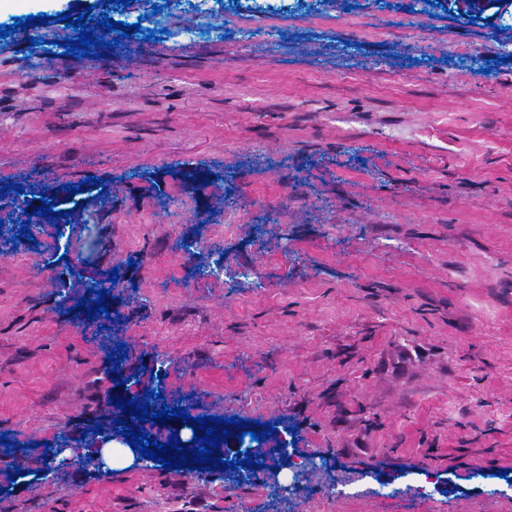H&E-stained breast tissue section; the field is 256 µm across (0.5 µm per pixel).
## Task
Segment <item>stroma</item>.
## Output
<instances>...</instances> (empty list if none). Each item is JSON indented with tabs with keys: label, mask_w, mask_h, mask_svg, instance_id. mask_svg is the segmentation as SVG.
I'll list each match as a JSON object with an SVG mask.
<instances>
[{
	"label": "stroma",
	"mask_w": 512,
	"mask_h": 512,
	"mask_svg": "<svg viewBox=\"0 0 512 512\" xmlns=\"http://www.w3.org/2000/svg\"><path fill=\"white\" fill-rule=\"evenodd\" d=\"M289 5L245 40L248 0H0L52 18L0 39V512H512V0ZM72 10L141 30L27 69ZM129 399L265 423L270 463L98 475Z\"/></svg>",
	"instance_id": "35a3bbf8"
}]
</instances>
